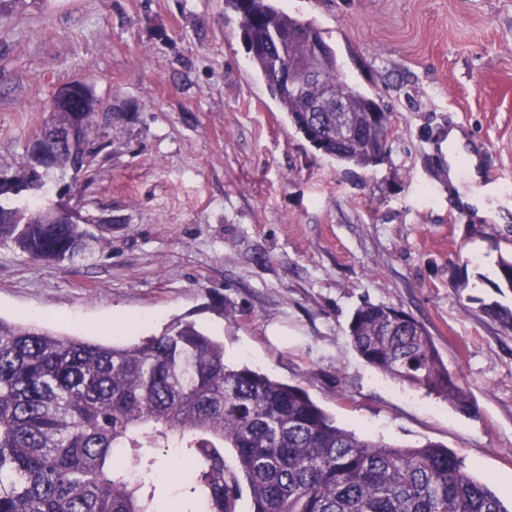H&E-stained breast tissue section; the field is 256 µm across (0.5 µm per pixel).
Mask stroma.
Instances as JSON below:
<instances>
[{"label": "stroma", "instance_id": "obj_1", "mask_svg": "<svg viewBox=\"0 0 512 512\" xmlns=\"http://www.w3.org/2000/svg\"><path fill=\"white\" fill-rule=\"evenodd\" d=\"M335 47L350 83L392 115L370 169L316 151L267 94L224 0H25L0 13V174L84 81L112 108L80 182L43 195L99 243L45 264L0 245V319L136 341L175 320L227 363L305 388L338 424L399 446L444 444L512 499V308L500 225L448 188L432 133L465 123L512 178V0H279ZM423 323L469 411L384 376L350 345L363 303ZM156 502L184 496L187 458L155 453Z\"/></svg>", "mask_w": 512, "mask_h": 512}]
</instances>
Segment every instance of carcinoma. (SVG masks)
I'll list each match as a JSON object with an SVG mask.
<instances>
[{
	"label": "carcinoma",
	"mask_w": 512,
	"mask_h": 512,
	"mask_svg": "<svg viewBox=\"0 0 512 512\" xmlns=\"http://www.w3.org/2000/svg\"><path fill=\"white\" fill-rule=\"evenodd\" d=\"M242 15V40L258 77L296 131L321 154L369 168L386 154V124L367 122L374 98L347 81L336 49L313 23L277 0H225ZM317 72L298 85L299 66ZM86 113L106 107L81 80ZM331 94L346 112H306ZM65 151L57 168L82 171L91 153ZM40 197L51 178L26 158L18 172ZM0 189V245L30 259L75 262L96 237L75 222L52 224L44 206ZM488 315L512 330V308ZM370 366L460 408L469 392L448 369L425 326L394 308L365 303L348 326ZM186 449L190 494L204 512H235L239 479L253 512H512L486 479L428 441L400 447L339 425L299 385L226 363L224 342L176 321L129 344L56 336L0 319V512H154V450ZM237 473L224 477V450Z\"/></svg>",
	"instance_id": "cac0c4a2"
}]
</instances>
